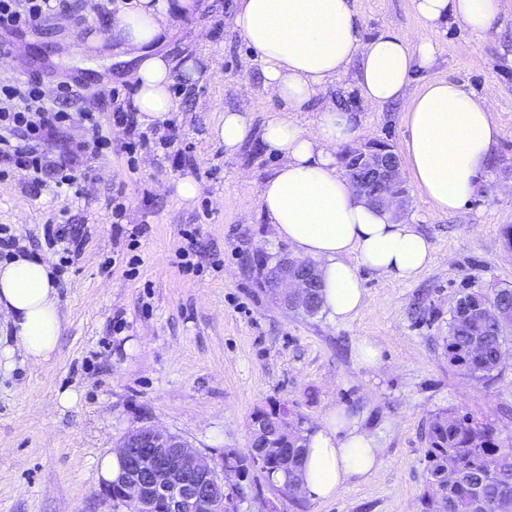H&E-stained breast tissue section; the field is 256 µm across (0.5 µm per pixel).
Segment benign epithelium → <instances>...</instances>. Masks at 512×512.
I'll return each mask as SVG.
<instances>
[{
    "label": "benign epithelium",
    "mask_w": 512,
    "mask_h": 512,
    "mask_svg": "<svg viewBox=\"0 0 512 512\" xmlns=\"http://www.w3.org/2000/svg\"><path fill=\"white\" fill-rule=\"evenodd\" d=\"M348 171L356 172L351 183L357 192L375 205H388L400 215L407 210L409 194L399 157L384 142H368L344 152ZM266 281L283 305H311L312 290L319 285L317 264L305 262L286 252L264 259ZM289 416L274 422L260 417L248 425L246 457L258 472L268 468L266 440L275 434L284 444L297 448L298 431ZM123 474L121 481L107 488L133 504L137 512H238L233 480L239 469L206 463V457L182 438L154 425L128 433L117 445Z\"/></svg>",
    "instance_id": "7a95c632"
}]
</instances>
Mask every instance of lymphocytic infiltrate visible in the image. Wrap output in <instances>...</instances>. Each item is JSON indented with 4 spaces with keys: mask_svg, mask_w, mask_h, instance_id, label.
Masks as SVG:
<instances>
[{
    "mask_svg": "<svg viewBox=\"0 0 512 512\" xmlns=\"http://www.w3.org/2000/svg\"><path fill=\"white\" fill-rule=\"evenodd\" d=\"M69 0H0V52L11 54L14 38L40 28L54 14L70 10ZM77 81L56 82L53 92H46L44 81L36 76L0 83V174L16 169L29 172L33 186H41L45 169H53L57 185L78 190L71 172L70 159H50L44 146L69 124L72 115L67 102L74 97ZM109 116L92 109L82 110L86 138L76 149L101 155L111 145L110 129L121 127L128 156L150 148V131L141 128L130 99L110 94Z\"/></svg>",
    "mask_w": 512,
    "mask_h": 512,
    "instance_id": "f902f5d3",
    "label": "lymphocytic infiltrate"
}]
</instances>
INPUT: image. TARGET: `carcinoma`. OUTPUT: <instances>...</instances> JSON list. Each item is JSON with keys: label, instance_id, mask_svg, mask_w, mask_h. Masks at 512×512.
I'll return each mask as SVG.
<instances>
[{"label": "carcinoma", "instance_id": "carcinoma-1", "mask_svg": "<svg viewBox=\"0 0 512 512\" xmlns=\"http://www.w3.org/2000/svg\"><path fill=\"white\" fill-rule=\"evenodd\" d=\"M465 307L482 308L494 301L512 322V289L490 295L470 291L461 295ZM512 325L460 318L450 312L444 337L448 364L478 383H488L499 373V358L507 350ZM426 484L440 490L442 512H501L512 500V437H501L496 428L455 409L436 413L426 430ZM270 469L265 478L287 489L299 478L301 467L292 460L282 466L279 441L270 442Z\"/></svg>", "mask_w": 512, "mask_h": 512}]
</instances>
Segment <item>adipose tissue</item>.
<instances>
[{
  "label": "adipose tissue",
  "instance_id": "obj_1",
  "mask_svg": "<svg viewBox=\"0 0 512 512\" xmlns=\"http://www.w3.org/2000/svg\"><path fill=\"white\" fill-rule=\"evenodd\" d=\"M196 0H130L109 25L107 36H87L84 52L97 56L112 40L129 73L141 121H165L174 107L173 64L158 47L174 17L196 10ZM415 16L433 30L454 22L474 32L490 29L500 0H411ZM228 23L262 66L264 86L288 107L270 115L260 130L246 118L249 101L225 111L211 130L234 155L251 135L281 159L260 195V210L280 239L315 260L321 275L322 309L330 320L347 321L366 304L363 272L396 281L413 280L433 261L429 239L393 211L369 203L338 170L341 145L362 130L352 115L324 92L339 76L353 73L359 96L372 108L405 103L402 152L413 184L442 213L460 209L486 174L500 137L491 95L475 96L448 79L409 86L415 69L430 66L435 47L408 42L386 31L367 40L351 0H235ZM317 105L314 124L296 115ZM0 313L10 333L0 336V370L15 355L41 365L56 356L62 330L57 281L48 261L18 253L0 262ZM381 448L344 412L329 410L311 433L300 477L301 494L327 500L351 479L374 474Z\"/></svg>",
  "mask_w": 512,
  "mask_h": 512
}]
</instances>
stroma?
<instances>
[{
	"label": "stroma",
	"mask_w": 512,
	"mask_h": 512,
	"mask_svg": "<svg viewBox=\"0 0 512 512\" xmlns=\"http://www.w3.org/2000/svg\"><path fill=\"white\" fill-rule=\"evenodd\" d=\"M126 2L71 0L72 13L16 38L12 57L0 58V81L38 72L50 88L57 78L80 76L75 111L115 88L133 95L132 64L118 60L111 42L103 44L104 72L82 52L88 31L106 32ZM197 2L160 47L175 63L191 59L199 68L190 84L181 72L172 76L171 116L192 146L191 164L161 166L152 149L129 161L116 128L111 150L74 163L83 185L78 201H66L50 179L36 189L21 171L0 179V227L16 236L19 251L54 262L63 313L53 360L33 366L19 357L0 371V512H128L107 498L97 469L130 431L156 425L218 459L246 453L248 420L275 403L312 428L329 409L344 410L383 448L382 465L325 501L288 497L254 471L238 483L240 512H425L424 428L432 414L455 408L512 434V362L494 382L476 383L449 365L443 348L462 291L512 289L505 235L512 225V0H501L494 26L480 34L453 23L427 29L411 0H353L363 38L389 30L433 43L435 60L415 73L414 85L448 78L492 93L501 136L478 192L460 210L435 211L410 190L404 218L431 241V265L406 282L365 275V308L336 323L288 312L259 286L260 254L286 247L259 209L279 159L256 139L225 156L210 130L243 96L251 98L256 128L284 104L264 88L259 61L226 23L233 0ZM78 15L83 25H75ZM326 95L353 112L365 140L401 151L403 103L363 106L349 73ZM187 176L199 186L190 203L175 192ZM65 218L80 225L82 243L64 264L44 227ZM133 242L141 257L134 276L127 265ZM183 251L192 252L193 269L181 265ZM364 339L380 350L372 369L357 360ZM67 388L81 398L64 409L56 396Z\"/></svg>",
	"instance_id": "obj_1"
}]
</instances>
